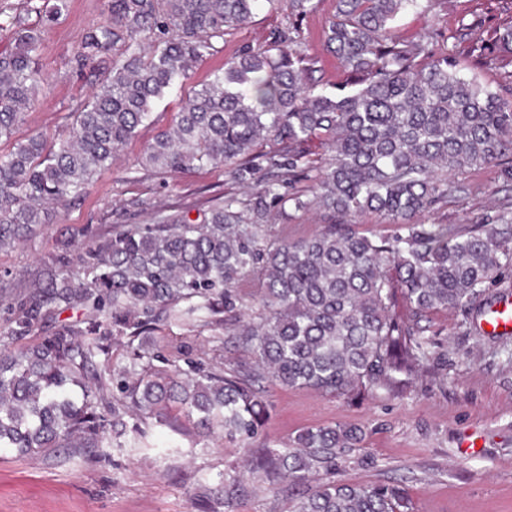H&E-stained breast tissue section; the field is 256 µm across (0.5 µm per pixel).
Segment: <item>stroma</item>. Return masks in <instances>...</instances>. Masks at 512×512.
Masks as SVG:
<instances>
[{
    "mask_svg": "<svg viewBox=\"0 0 512 512\" xmlns=\"http://www.w3.org/2000/svg\"><path fill=\"white\" fill-rule=\"evenodd\" d=\"M488 0H423L402 12L395 35L404 42L433 34L457 52L460 19L485 13ZM104 0H68L58 23L42 34L39 67L47 79L13 138L34 134L53 141L64 132L63 117L90 93L70 60L85 31L101 19ZM336 11V0H310L306 13L288 14L263 0L246 26L219 43L200 62L189 83L172 88L156 103L138 137L96 176L80 201L51 206L36 235L0 253V278L19 287L40 277L60 251L68 230L102 232L118 224H150L157 210L188 212L197 218L239 185L210 167L158 175L143 169L144 145L173 123L192 87L212 79L238 52L272 42L292 26L314 69V90L339 92L348 75L323 43L322 29ZM470 192L419 215L424 224H476L512 211V180L493 166L472 177ZM432 333L448 342V365L435 378L406 381L397 392L333 397L311 388L263 383L271 404L268 419L253 438L228 440L214 434L194 442L170 428L146 421L140 448H61L51 455H18L0 450V512H204L201 502L221 473L245 465L261 447L281 448L298 431L351 424L365 433L363 448L336 471L338 481L398 486L407 512H512V335L482 334L480 322L462 313L431 315ZM153 342L179 365L204 368L244 364L248 358L224 346L220 327L197 329L161 324ZM246 490L216 512H287L306 488L248 475Z\"/></svg>",
    "mask_w": 512,
    "mask_h": 512,
    "instance_id": "stroma-1",
    "label": "stroma"
}]
</instances>
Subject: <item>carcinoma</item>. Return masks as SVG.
<instances>
[{"instance_id":"cac0c4a2","label":"carcinoma","mask_w":512,"mask_h":512,"mask_svg":"<svg viewBox=\"0 0 512 512\" xmlns=\"http://www.w3.org/2000/svg\"><path fill=\"white\" fill-rule=\"evenodd\" d=\"M258 2L106 0V17L83 34L72 60L93 92L65 114L68 136L49 144L33 135L0 153V251L46 223V204L83 196L163 94L248 24ZM417 2L336 0L324 39L349 92L314 93L288 28L191 92L142 165L158 173L222 168L245 197L226 194L199 220L183 213L115 229L82 244L74 262L58 255L47 281L14 295L17 313L0 338V448H100L109 435L121 448L127 432L142 435L127 425L131 411L182 436L219 429L250 438L268 416L260 380L341 396L392 391L431 359L446 362L424 321L441 310L470 313L512 276V212L475 225L416 217L463 189L451 177L512 159V100L462 74L448 48L393 35L399 14ZM66 7L44 0L34 25L10 17L15 46L0 52V140L12 138L34 103L41 32ZM483 26L480 18L463 22L458 34L475 65L512 53V24ZM314 142L329 152L328 165L312 158ZM302 181L307 189L288 192ZM287 201L320 211L327 224L308 238L276 235L269 215ZM363 213L396 229L369 237L355 222ZM254 276L262 280L259 307L244 320L243 285ZM399 295L404 319L395 312ZM77 305L88 310L82 323L34 334L46 308ZM162 322L223 326L224 344L248 353L250 364L157 366L159 356L134 341ZM123 337L129 366L112 370L120 397L105 405V341ZM181 418L192 430L176 425ZM362 442L353 425L306 429L289 447L253 457L250 473L274 490L323 473L289 512H403L394 486L336 481V466ZM242 482L235 470L222 474L210 495L228 508Z\"/></svg>"}]
</instances>
